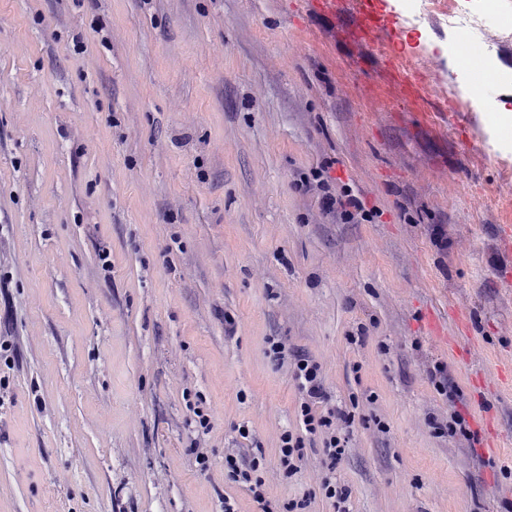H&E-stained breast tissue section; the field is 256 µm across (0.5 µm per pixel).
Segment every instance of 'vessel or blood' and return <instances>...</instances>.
<instances>
[{"mask_svg": "<svg viewBox=\"0 0 512 512\" xmlns=\"http://www.w3.org/2000/svg\"><path fill=\"white\" fill-rule=\"evenodd\" d=\"M350 31L360 44L382 49L381 63L391 75L403 106L421 122L428 124L434 114L456 111L454 102L431 96L426 81L404 70L395 42L396 25L377 10L372 0H358Z\"/></svg>", "mask_w": 512, "mask_h": 512, "instance_id": "b4317fda", "label": "vessel or blood"}]
</instances>
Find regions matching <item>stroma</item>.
I'll use <instances>...</instances> for the list:
<instances>
[{
	"label": "stroma",
	"instance_id": "35a3bbf8",
	"mask_svg": "<svg viewBox=\"0 0 512 512\" xmlns=\"http://www.w3.org/2000/svg\"><path fill=\"white\" fill-rule=\"evenodd\" d=\"M379 2L442 122L375 111L378 49L308 0H0V512H261L224 475L254 446L272 512H334L321 441L279 465L298 350L356 414L351 512H512V128L460 82L468 29ZM455 5L502 31L511 111L512 0ZM456 411L494 457L432 434ZM323 207L329 211H338L341 209V214L350 221H367L370 219L369 214L364 210L363 204L349 192H344L339 197L325 194L322 197ZM352 209V210H350ZM429 379L435 390L445 395L450 401H454L460 397V391L454 380L448 374L443 364H438L429 371Z\"/></svg>",
	"mask_w": 512,
	"mask_h": 512
}]
</instances>
